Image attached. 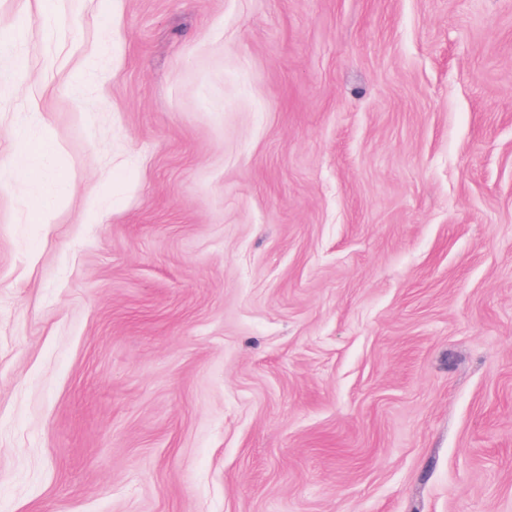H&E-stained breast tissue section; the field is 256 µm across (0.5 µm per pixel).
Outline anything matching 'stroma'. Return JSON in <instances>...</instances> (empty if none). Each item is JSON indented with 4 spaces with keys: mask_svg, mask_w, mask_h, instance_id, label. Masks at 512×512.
I'll return each mask as SVG.
<instances>
[{
    "mask_svg": "<svg viewBox=\"0 0 512 512\" xmlns=\"http://www.w3.org/2000/svg\"><path fill=\"white\" fill-rule=\"evenodd\" d=\"M0 512H512V0H0Z\"/></svg>",
    "mask_w": 512,
    "mask_h": 512,
    "instance_id": "35a3bbf8",
    "label": "stroma"
}]
</instances>
